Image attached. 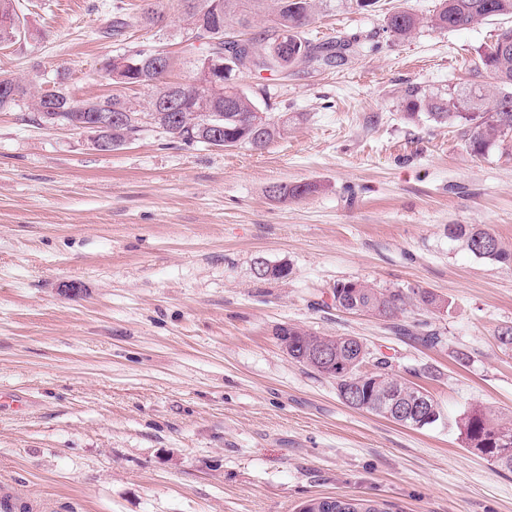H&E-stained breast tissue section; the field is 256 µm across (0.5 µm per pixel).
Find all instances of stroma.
I'll return each mask as SVG.
<instances>
[{"instance_id":"1","label":"stroma","mask_w":512,"mask_h":512,"mask_svg":"<svg viewBox=\"0 0 512 512\" xmlns=\"http://www.w3.org/2000/svg\"><path fill=\"white\" fill-rule=\"evenodd\" d=\"M24 41L0 49V78L42 85L62 72L78 99L112 95L103 35L125 16L127 43L192 68L177 4L157 30L142 0H19ZM318 6L308 36L349 41L336 66L301 65L266 90L301 115L267 149L172 144L146 128L117 150L87 133L0 111V488L25 512H297L347 496L392 512H512V472L468 451L464 414L512 418V262L449 239L479 224L512 252V141L482 156L460 126L406 116L402 98L486 83L481 54L512 16L407 40L397 7ZM316 192L277 200L273 184ZM284 263L263 281L256 261ZM422 288L447 299L404 325L336 308V282ZM356 336L373 359L427 391L444 417L416 429L344 404L331 379L290 359L280 327ZM465 354L458 363L457 354ZM385 19V31L398 40L410 38L421 23L414 13L405 9L395 10Z\"/></svg>"}]
</instances>
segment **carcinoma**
I'll return each instance as SVG.
<instances>
[{
	"label": "carcinoma",
	"instance_id": "1",
	"mask_svg": "<svg viewBox=\"0 0 512 512\" xmlns=\"http://www.w3.org/2000/svg\"><path fill=\"white\" fill-rule=\"evenodd\" d=\"M185 23L186 48L196 54L192 73L183 85L197 94L196 101L183 112H173V120L162 126L155 120L156 103L170 96L175 83L167 75L177 65V58L169 53L144 45H126L119 55L130 56L126 68L112 69V84L117 88L146 86L151 88L150 99L136 102L117 92L103 99H75L65 86L64 74L52 78L53 87L37 95L29 121L39 125L63 126L82 130L95 122L100 111L112 108L125 113V120L112 127L106 138L117 149L137 138L147 126H156L171 142L187 146L209 144L212 126L221 127L224 146H248L264 150L288 127V114L274 116L268 112L266 99L249 94L234 84L224 85V91L215 93L204 87L206 74L200 72L210 51L221 48L239 60V72L272 76L286 74L300 64L318 62L332 66L342 58L343 44H314L306 37L316 9V0H181ZM494 16H512V0H439L435 13L429 18L432 27L440 30L467 28ZM165 17L163 0H150L141 20L151 26L159 25ZM262 17L265 26L260 34L250 33L256 18ZM420 19L411 11L401 9L386 17L385 29L390 36L405 40L418 28ZM25 29L17 14L16 0H0V43H16ZM512 45V27L497 34L495 43L481 56V64L491 82L471 84L455 92L428 93L418 87L405 91L403 104L410 119L425 117L436 124H457L464 130L468 148L475 155L487 153L492 146L512 138V51L503 52L499 46ZM9 89L0 92V109H7L28 94L25 85L12 79L0 80ZM318 186L301 182L281 186L279 198L301 199L315 192ZM448 238L460 240L477 258L507 262L512 254L503 248L499 239L489 231L469 225L450 224ZM256 277L261 280H279L288 276V267L271 265L265 261ZM336 307L392 320L411 307L442 309L448 301L420 288H375L364 281L347 280L336 283L332 290ZM278 339L295 362L336 382L339 396L356 387L360 404L365 410L405 426L424 428L428 423L421 417L432 414L441 419L438 402L428 392L399 379L386 371V362L375 363L376 371L361 372L347 369L359 356L361 345L356 336H318L299 327L287 325L279 329ZM311 348L327 352L328 359L309 362ZM425 396L428 404L420 417L401 418L397 411L387 415L380 411L383 399L398 401L405 408ZM461 435L465 447L485 457L492 464L512 471V423L504 422L490 410L473 408L464 417ZM343 498H336V512H387L370 504L368 499H356L347 510H342Z\"/></svg>",
	"mask_w": 512,
	"mask_h": 512
}]
</instances>
